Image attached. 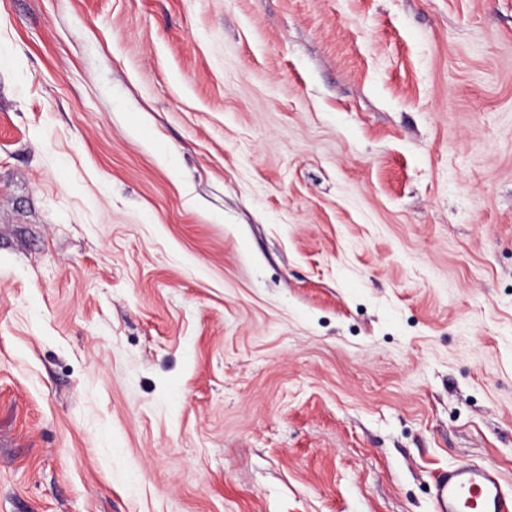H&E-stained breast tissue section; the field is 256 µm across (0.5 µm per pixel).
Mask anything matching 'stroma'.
Segmentation results:
<instances>
[{"mask_svg": "<svg viewBox=\"0 0 512 512\" xmlns=\"http://www.w3.org/2000/svg\"><path fill=\"white\" fill-rule=\"evenodd\" d=\"M512 488V0H0V512Z\"/></svg>", "mask_w": 512, "mask_h": 512, "instance_id": "1", "label": "stroma"}]
</instances>
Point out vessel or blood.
<instances>
[{
    "label": "vessel or blood",
    "mask_w": 512,
    "mask_h": 512,
    "mask_svg": "<svg viewBox=\"0 0 512 512\" xmlns=\"http://www.w3.org/2000/svg\"><path fill=\"white\" fill-rule=\"evenodd\" d=\"M432 498L434 512H512V491L489 465L449 467L437 476Z\"/></svg>",
    "instance_id": "obj_1"
}]
</instances>
